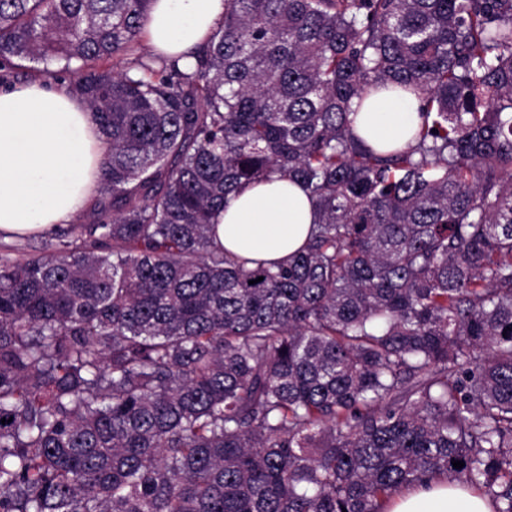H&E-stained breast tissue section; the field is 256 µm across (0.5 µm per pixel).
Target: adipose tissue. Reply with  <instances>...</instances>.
<instances>
[{"label":"adipose tissue","instance_id":"adipose-tissue-1","mask_svg":"<svg viewBox=\"0 0 512 512\" xmlns=\"http://www.w3.org/2000/svg\"><path fill=\"white\" fill-rule=\"evenodd\" d=\"M224 19V0H152L145 31L155 52L180 57ZM416 96L378 95L355 118L367 144L406 145L420 122ZM104 144L84 101L34 81L0 90V237L43 234L68 223L95 193ZM317 210L297 183L275 179L233 197L217 217L216 240L239 256L287 261L306 241ZM387 512H491L478 494L431 482L403 490Z\"/></svg>","mask_w":512,"mask_h":512}]
</instances>
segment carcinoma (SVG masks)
Here are the masks:
<instances>
[{"mask_svg": "<svg viewBox=\"0 0 512 512\" xmlns=\"http://www.w3.org/2000/svg\"><path fill=\"white\" fill-rule=\"evenodd\" d=\"M150 2L0 0V86L69 76L107 145L93 221L0 255V512L436 479L512 512V0H224L190 67L134 56ZM382 90L420 101L403 148L353 131ZM275 177L308 241L229 254L215 215Z\"/></svg>", "mask_w": 512, "mask_h": 512, "instance_id": "carcinoma-1", "label": "carcinoma"}]
</instances>
